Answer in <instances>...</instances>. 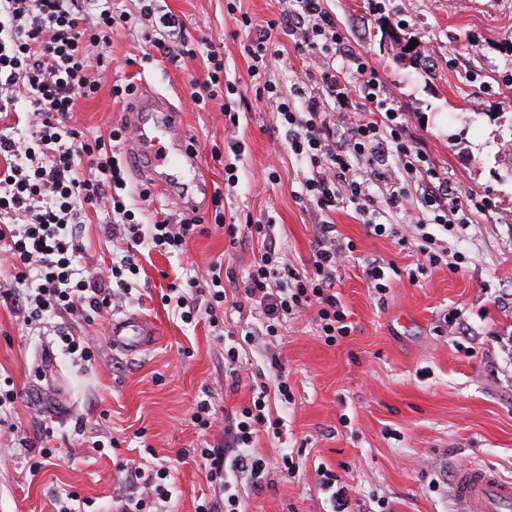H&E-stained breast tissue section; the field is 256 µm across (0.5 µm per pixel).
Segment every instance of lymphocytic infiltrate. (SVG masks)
<instances>
[{
  "mask_svg": "<svg viewBox=\"0 0 512 512\" xmlns=\"http://www.w3.org/2000/svg\"><path fill=\"white\" fill-rule=\"evenodd\" d=\"M126 17L118 0H0V112L24 103L28 130L22 138L13 128L0 129V245L7 248L11 266L9 274L0 275V299L11 302L32 331H42L53 316L68 314L91 322L111 309L116 290H128L140 273L138 246L179 255L189 239L208 232L209 226L192 211L177 221L166 213L149 224L138 221L126 204L117 150L129 136L127 127L88 136L69 122L76 101L99 90L91 74L104 67L106 58L97 46L109 41ZM183 26L179 16L166 12L146 36L173 64L191 53L188 39L176 44L169 40ZM277 27L293 38L297 52L320 67L321 92L299 87L291 99L273 94L266 98L281 119L291 153L307 168L301 199L324 213L345 199L363 211L372 202L371 186L393 182L402 170L420 176L416 190L394 185L390 193V205L404 208L407 223L438 226L448 233L468 223L462 207L486 208V201L475 194L459 199L430 167L392 99L380 98L377 71L362 54L351 51L325 0H288L287 13L257 30L249 46L252 80H260L268 62L281 56L271 40ZM326 58L342 59L360 77L366 107L352 104L339 71L323 66ZM359 156L365 169L352 164ZM212 205L213 225L225 227L230 238L243 233L262 242L260 256L234 287L262 316L260 327L243 328L244 343L258 335L277 336L284 319L312 308L326 344L348 334L351 324L335 288L336 273L351 258L353 243L337 240L334 225H320L310 267L301 272L278 251L270 224L250 218L241 226L225 224L220 192L213 194ZM90 208L118 215L119 223L108 232L126 243L119 260L93 278L82 276L79 268L82 224ZM189 286L206 291V305L187 296ZM225 297L224 268L215 263L189 284L169 283L162 299L175 304L182 322L203 318L215 327L224 315ZM267 396V389H260L236 417L230 430L236 447H249L259 430H279ZM135 478L141 491L129 496L120 512H150L171 500L168 469L139 470Z\"/></svg>",
  "mask_w": 512,
  "mask_h": 512,
  "instance_id": "lymphocytic-infiltrate-1",
  "label": "lymphocytic infiltrate"
}]
</instances>
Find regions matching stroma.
I'll return each mask as SVG.
<instances>
[{"mask_svg": "<svg viewBox=\"0 0 512 512\" xmlns=\"http://www.w3.org/2000/svg\"><path fill=\"white\" fill-rule=\"evenodd\" d=\"M329 0L351 47L380 75L409 133L446 177L449 186L487 198L457 237H439L443 263L427 264L420 234L391 207L385 188L371 187L378 222L398 225L401 240L368 233L365 214L349 202L320 214L298 196L307 176L288 149L277 115L252 89L247 51L257 25L279 18L288 0H160L163 11L183 19L196 54L173 65L162 58L142 63L151 22L138 0H124L129 23L104 50L109 65L100 89L79 99L72 123L86 134L120 124L127 104L114 100L113 83H133L138 94L166 96L180 112L182 128L199 151L203 188L198 213L211 231L187 243L175 257L150 250L131 295L117 299L115 313L134 311L156 320L159 335L142 355L114 351L107 320L78 321L72 328L93 351L86 366L62 351L53 333L26 329L10 303L0 302V375L11 378L18 399L0 421V512H56V500L74 491L87 512H118L134 488L128 470L173 469L169 512H196L220 500L199 453L231 463L236 449L224 442V426L251 405L252 376L278 358L291 388L278 406L280 437L258 432L250 453L264 458L262 479L237 471L230 478L241 512H332L324 474L337 478L348 512H453L449 496L456 466L487 464L512 478V0ZM416 39L427 67L404 60L385 39L387 25ZM221 45L224 77L237 94L195 107L192 82L207 75L206 41ZM272 40L282 61L265 78L287 98L295 87L319 90L294 42L281 30ZM232 107L242 119L231 127ZM240 143V156L226 145ZM220 159H213V150ZM237 166L227 184L224 166ZM224 195V221L252 217L272 223L281 253L296 269L312 255L317 228L327 221L339 239L356 246L336 279V294L352 329L326 344L316 310L282 321L274 339L256 338L240 352L239 382L224 369V341L258 323V314L224 304V322L187 325L164 305L167 276L190 279L212 263L243 276L260 243L230 241L214 228L213 192ZM87 275L110 266L122 240L103 235L99 217L83 227ZM394 265L386 292L367 277L369 265ZM460 313L467 334L444 317ZM208 400L212 427L192 417ZM103 449H92L94 441ZM53 451L41 459L40 448ZM293 457L294 473L280 467ZM37 473H30L34 461Z\"/></svg>", "mask_w": 512, "mask_h": 512, "instance_id": "stroma-1", "label": "stroma"}]
</instances>
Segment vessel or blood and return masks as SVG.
Here are the masks:
<instances>
[{
	"label": "vessel or blood",
	"instance_id": "obj_1",
	"mask_svg": "<svg viewBox=\"0 0 512 512\" xmlns=\"http://www.w3.org/2000/svg\"><path fill=\"white\" fill-rule=\"evenodd\" d=\"M125 121L135 133V163L150 183L164 179L172 168L184 175L198 171L199 155L183 134L178 114L167 99L147 95L127 112ZM157 334L155 322L137 312L110 321L113 349L130 356L147 350ZM451 497L456 512H512V479L489 467L463 465L453 474Z\"/></svg>",
	"mask_w": 512,
	"mask_h": 512
}]
</instances>
